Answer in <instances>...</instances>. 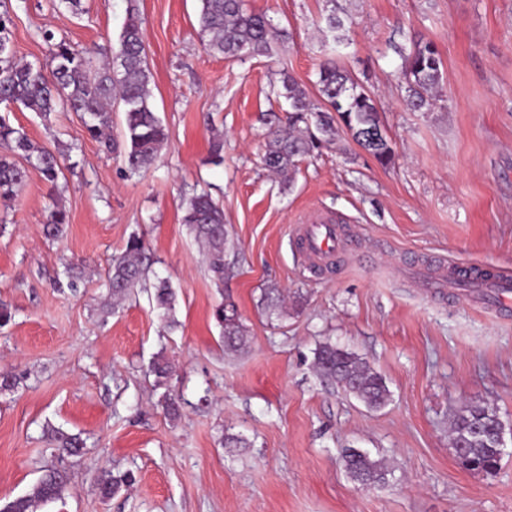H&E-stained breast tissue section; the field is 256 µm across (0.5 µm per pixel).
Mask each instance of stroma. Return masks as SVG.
Here are the masks:
<instances>
[{
  "label": "stroma",
  "instance_id": "obj_1",
  "mask_svg": "<svg viewBox=\"0 0 512 512\" xmlns=\"http://www.w3.org/2000/svg\"><path fill=\"white\" fill-rule=\"evenodd\" d=\"M0 0L18 61L45 63L44 32L103 57L116 49L127 0ZM152 73L151 102L168 142L155 166L130 177L88 138L79 117L50 121L13 110L29 137L62 151L57 184L28 169L17 200L0 206V500L27 494L54 459L43 428L82 434L62 501L40 512H512V310L469 288H425L422 270L446 262L488 265L512 277V0H247L287 31L270 55L212 53L200 0H137ZM336 14L349 45L336 61L375 99L395 158L381 166L339 131L303 158L291 179L263 166L269 113H285L282 74L316 96L327 58L325 19ZM433 43L443 82L428 111L405 107L397 43ZM224 160L210 161L213 133ZM208 191L224 208L237 256L224 288L182 224L181 203ZM69 214L63 236L44 234L47 210ZM343 217L348 248L331 268L306 265L293 230L317 215ZM141 237L150 275L177 292L166 329L149 290L106 308L113 256ZM69 263L77 290L56 281ZM267 288L285 297L266 314ZM230 294L248 344L224 350L213 317ZM354 352L390 391L379 409L324 379L319 344ZM173 365L186 402L161 406L147 367ZM494 406L507 431L500 468L464 469L448 446L464 403ZM242 439L239 447L227 438ZM357 448L385 466L363 486L343 468ZM135 483L109 501L101 469Z\"/></svg>",
  "mask_w": 512,
  "mask_h": 512
}]
</instances>
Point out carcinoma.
I'll use <instances>...</instances> for the list:
<instances>
[{
    "label": "carcinoma",
    "mask_w": 512,
    "mask_h": 512,
    "mask_svg": "<svg viewBox=\"0 0 512 512\" xmlns=\"http://www.w3.org/2000/svg\"><path fill=\"white\" fill-rule=\"evenodd\" d=\"M10 19L0 15V104L16 106L36 113L43 121L52 113L66 109L79 114L88 135L118 154L132 173L150 169L167 144L168 134L151 103V72L146 60L142 21L135 0H128L126 19L119 36L118 50L108 63L93 70V58L64 40L50 43L49 58L42 65H20L13 60L7 24ZM200 30L208 36L209 49L229 57L255 56L268 53L271 44L282 34L271 26L266 16L245 7L244 0H201ZM400 76L405 83V102L409 109H430L443 80L442 60L430 42H412L410 49L400 48ZM320 102L313 101L306 90L291 76L284 75L279 95L288 101L286 120L273 116L266 135L262 156L265 167L278 175L289 174L307 154L336 137V124H341L357 139L359 131L384 130L378 107L371 95L350 75L328 61L317 80ZM123 105L125 131L122 142L114 141L112 101ZM380 165L394 160V150L383 137L368 150ZM27 163L37 169L51 184L62 174L59 156L34 142L24 128L13 126L0 115V203L13 201L24 183ZM182 222L200 243L208 272L221 288L231 275L226 262L228 235L224 211L207 193L193 194L184 204ZM69 223L68 213L52 207L44 224L50 237L62 233ZM151 258L143 242L133 237L124 252L113 259L104 287L110 300L125 299L137 286L154 290L156 308L163 311L166 326L173 328L176 292L164 279L149 282ZM214 318L222 328L224 349L237 352L247 345L248 329L241 320L235 303L227 298L214 310ZM317 371L356 395L367 406L386 404L389 389L378 373L370 370L355 353L331 343L320 344L314 352ZM149 371L155 386L168 387L172 366L161 353L152 360ZM164 413L172 420L181 416L183 399L166 390L162 396ZM503 424L497 412L480 403H468L457 410L451 423V438L464 445L456 459L466 469L482 473L495 471L502 459L497 438ZM47 436L53 443L58 464L45 467L32 492L0 504V512H37V509L58 501L69 483V470L64 461L80 456L86 441L79 434L50 427ZM343 465L352 479L372 485L384 479L381 463L368 454L349 449ZM133 482L129 473H101L96 481L99 494L109 499Z\"/></svg>",
    "instance_id": "obj_1"
}]
</instances>
